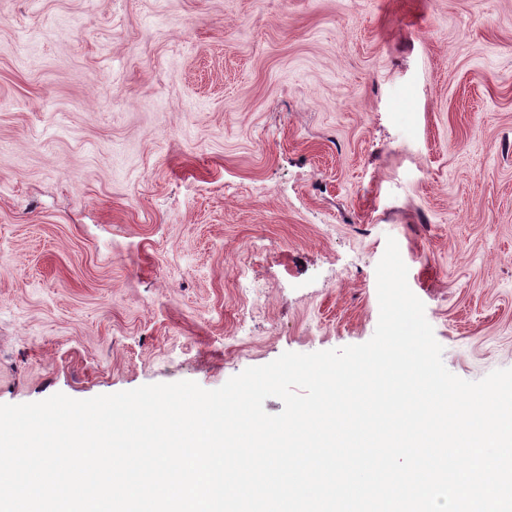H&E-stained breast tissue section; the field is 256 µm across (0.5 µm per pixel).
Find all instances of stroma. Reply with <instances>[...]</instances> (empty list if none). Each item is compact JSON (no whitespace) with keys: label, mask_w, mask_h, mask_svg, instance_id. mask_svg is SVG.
<instances>
[{"label":"stroma","mask_w":512,"mask_h":512,"mask_svg":"<svg viewBox=\"0 0 512 512\" xmlns=\"http://www.w3.org/2000/svg\"><path fill=\"white\" fill-rule=\"evenodd\" d=\"M390 237L512 368V0H0V404L367 342Z\"/></svg>","instance_id":"35a3bbf8"}]
</instances>
